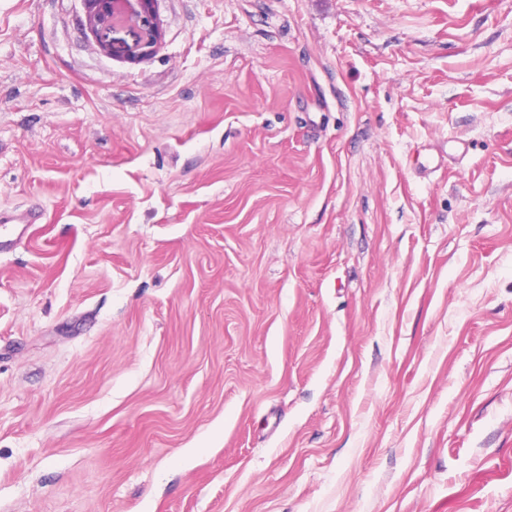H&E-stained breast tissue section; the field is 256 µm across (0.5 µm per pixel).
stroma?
<instances>
[{"label":"stroma","mask_w":512,"mask_h":512,"mask_svg":"<svg viewBox=\"0 0 512 512\" xmlns=\"http://www.w3.org/2000/svg\"><path fill=\"white\" fill-rule=\"evenodd\" d=\"M158 12L0 0V512H512V0ZM87 16V30L107 57L121 56L131 63L151 54L164 39L158 17V0H80ZM125 29L132 44L113 37Z\"/></svg>","instance_id":"35a3bbf8"}]
</instances>
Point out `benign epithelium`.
Instances as JSON below:
<instances>
[{"mask_svg":"<svg viewBox=\"0 0 512 512\" xmlns=\"http://www.w3.org/2000/svg\"><path fill=\"white\" fill-rule=\"evenodd\" d=\"M87 30L107 57L121 56L131 63L151 54L164 39L158 0H80ZM124 29L132 41L114 37Z\"/></svg>","mask_w":512,"mask_h":512,"instance_id":"benign-epithelium-1","label":"benign epithelium"}]
</instances>
